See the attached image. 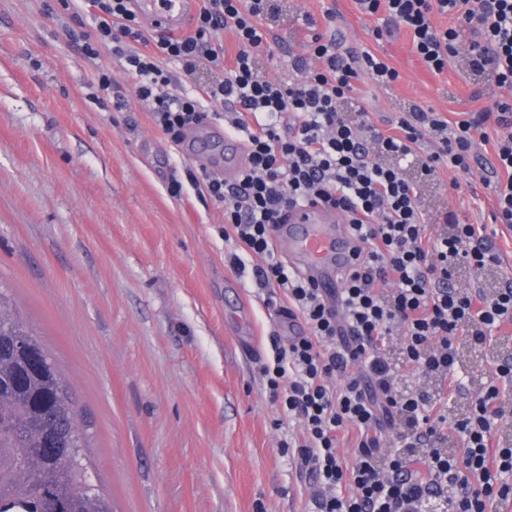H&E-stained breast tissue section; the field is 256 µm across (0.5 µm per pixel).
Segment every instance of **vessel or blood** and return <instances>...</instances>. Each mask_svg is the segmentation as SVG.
<instances>
[{"mask_svg": "<svg viewBox=\"0 0 512 512\" xmlns=\"http://www.w3.org/2000/svg\"><path fill=\"white\" fill-rule=\"evenodd\" d=\"M132 7L147 25L179 31L188 26L195 0H133ZM225 142L232 152L224 159V179L232 182L244 163L245 146L231 133L226 134ZM275 244L287 254L294 271L328 290L339 287L341 274L353 262L355 247L340 211L311 202L289 211L275 235Z\"/></svg>", "mask_w": 512, "mask_h": 512, "instance_id": "1", "label": "vessel or blood"}]
</instances>
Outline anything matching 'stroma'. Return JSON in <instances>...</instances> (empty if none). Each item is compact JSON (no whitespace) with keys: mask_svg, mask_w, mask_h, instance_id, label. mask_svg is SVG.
<instances>
[{"mask_svg":"<svg viewBox=\"0 0 512 512\" xmlns=\"http://www.w3.org/2000/svg\"><path fill=\"white\" fill-rule=\"evenodd\" d=\"M49 2L0 0V282L73 391L95 484L117 512H308L309 480L280 448L293 426H275L259 373L283 325L225 262L234 245L223 207L190 188L169 192L204 158L154 126L132 77L121 78L123 109L90 99L95 65ZM330 24L400 75L365 104L346 103L349 115L486 106L459 62L432 74L407 31L376 37L353 0H284L269 22L280 43L263 61L267 77L287 78L289 59ZM453 176L442 170L421 188L431 223H490V194L448 196ZM491 359L463 348L454 407Z\"/></svg>","mask_w":512,"mask_h":512,"instance_id":"1","label":"stroma"}]
</instances>
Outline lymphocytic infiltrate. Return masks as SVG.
<instances>
[{"label": "lymphocytic infiltrate", "instance_id": "obj_1", "mask_svg": "<svg viewBox=\"0 0 512 512\" xmlns=\"http://www.w3.org/2000/svg\"><path fill=\"white\" fill-rule=\"evenodd\" d=\"M188 34L148 29L131 0H91L92 29L70 31L78 51L96 64L89 82L96 100L121 99V86L102 50L117 58L137 81L139 100L148 103L154 125L173 143L210 117L205 102H231L224 124L246 148L238 181L224 182L207 167L173 182L172 194L191 185L202 199L224 207V238L235 249L230 265L244 271L242 253L256 255L252 277L281 319H299L301 335L273 337L271 354L259 366L273 405L298 424L286 448L299 471L309 474L314 512H426L446 498L447 512H497L512 503V443L499 425L512 402V356L492 362L481 391L460 410L449 407L460 389L462 344H512V282L498 288H457L456 268L483 270L501 264L482 224L429 228L419 188L383 161L415 153L424 139L435 148L422 158V174L456 172L448 186L480 172L493 200V223L512 227V134L490 139L489 125H512V0H354L359 13L376 17V36L403 29L433 74L447 71L458 56L466 72L485 78L491 94L486 108L455 122L444 113L414 106L377 127L369 114L349 120L347 99L366 100L361 86L370 77L390 87L399 73L365 48L347 47L335 33L314 35L308 53L293 57L288 82L261 73L258 48L271 38L260 25L272 0H198ZM455 17L440 28L435 16ZM472 36L460 47V32ZM238 45L227 58L221 32ZM211 81L182 89L176 73ZM492 141L493 159L479 161L476 141ZM315 200L341 211L357 240L354 266L340 277L335 296L288 267L274 245V231L290 207ZM401 344L410 375L441 382L437 397L401 390L385 346ZM398 418L410 431L402 445L385 449L382 423ZM356 431L352 461L338 449ZM463 442L448 451L449 434Z\"/></svg>", "mask_w": 512, "mask_h": 512}]
</instances>
